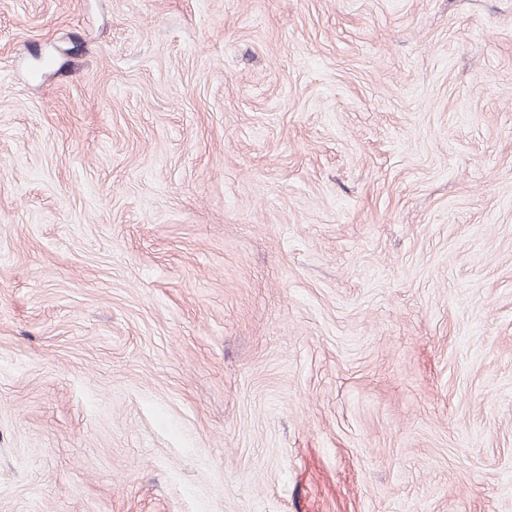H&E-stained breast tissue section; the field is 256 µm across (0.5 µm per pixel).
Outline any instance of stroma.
<instances>
[{
    "mask_svg": "<svg viewBox=\"0 0 512 512\" xmlns=\"http://www.w3.org/2000/svg\"><path fill=\"white\" fill-rule=\"evenodd\" d=\"M0 512H512V0H0Z\"/></svg>",
    "mask_w": 512,
    "mask_h": 512,
    "instance_id": "obj_1",
    "label": "stroma"
}]
</instances>
